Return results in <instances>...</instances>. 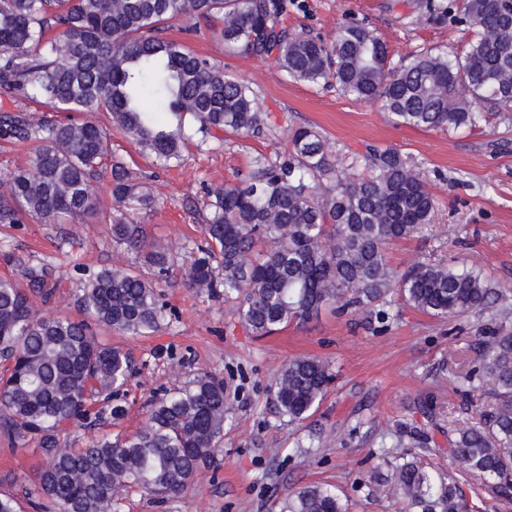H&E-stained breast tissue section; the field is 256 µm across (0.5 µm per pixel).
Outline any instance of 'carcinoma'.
<instances>
[{"instance_id":"cac0c4a2","label":"carcinoma","mask_w":512,"mask_h":512,"mask_svg":"<svg viewBox=\"0 0 512 512\" xmlns=\"http://www.w3.org/2000/svg\"><path fill=\"white\" fill-rule=\"evenodd\" d=\"M435 25L464 28L456 51L426 49L395 64L385 42L362 23H342L331 41L282 26L286 0H0V99H41L60 121L32 122L0 108V138L37 144L28 166L0 192V224L24 217L46 223L83 219L96 210L91 179L108 156V133L81 112L101 109L159 167L184 161L187 141L202 147L219 132L260 134L268 114L248 84L210 59L166 37L181 20L185 33L220 24L224 47L273 58L285 75L307 84H336L346 97L380 105L398 125L475 129L489 117L512 120V0H391ZM367 174L344 176L347 162ZM112 242L144 258L155 278L126 267L89 275L82 319L45 316L31 295L47 300L63 287L54 268L25 267L26 286L0 279V430L17 448L35 444L43 464L28 487L29 503L49 497L59 512H114L120 491L184 493L224 437L231 403L224 381L209 372L151 404L136 433L71 448L62 428L87 420L92 400L110 399L131 373L121 349L99 342L89 322L146 336L169 324L160 290L174 265L172 248L135 221L157 198L144 177L112 157ZM205 244L187 251L184 284L235 299L234 314L257 336H269L325 307L362 310L384 328L391 297L433 318L481 314L495 295L472 268L417 262L402 272L387 250L432 223L436 201L408 157L367 145L346 158L313 127L290 129L288 147L251 159L222 186L205 187ZM475 356L458 378L490 383L479 421L448 434V453L464 472L425 462L429 440L395 464L394 492L411 512H480L489 500L512 501V325L508 315L481 329ZM335 379L328 362L299 357L275 381L281 414L304 421ZM481 480L475 497L463 478ZM281 512H347L328 485L308 484Z\"/></svg>"}]
</instances>
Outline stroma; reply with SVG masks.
Instances as JSON below:
<instances>
[{
    "label": "stroma",
    "instance_id": "1",
    "mask_svg": "<svg viewBox=\"0 0 512 512\" xmlns=\"http://www.w3.org/2000/svg\"><path fill=\"white\" fill-rule=\"evenodd\" d=\"M388 2L290 0L285 23L328 38L347 17L365 20L397 62L460 44L456 28L433 25L404 7L389 9ZM167 35L249 84L270 119L260 135L228 133L211 150H190L182 166L158 169L114 130L109 113H93L110 129L112 150L152 177L159 204L138 216L149 237L184 254L202 237L203 185L223 184L246 170L252 156L285 146L289 128L311 126L343 152L366 144L399 149L426 180L437 200L434 221L391 246L393 268L463 262L481 271L498 298L481 315L447 323L403 305L387 331L376 334L365 313L339 317L324 310L259 337L233 314L223 289L199 293L173 274L163 287L174 313L167 328L151 336L99 334L131 359L133 375L119 394L129 411L119 429L135 432L154 398L203 371L223 378L232 414L220 451L186 492L164 499L132 490L121 495L117 512H279L284 498L310 483L335 485L349 512H406L385 478L414 432L427 434L432 466L460 469L448 453V431L477 422L491 403L484 385L467 397L457 392L456 375L472 358L481 326L512 309V123L494 120L454 132L397 126L375 104L292 81L270 59L227 53L207 27L187 36L175 24ZM94 186L93 217L0 225V277L17 278L23 267L48 263L63 280L50 302H36L41 312L78 316L86 269L142 266L141 258L112 243L108 180ZM303 356L327 360L336 380L317 411L292 422L276 406L275 379L283 365ZM40 462L0 435V492L24 497Z\"/></svg>",
    "mask_w": 512,
    "mask_h": 512
}]
</instances>
